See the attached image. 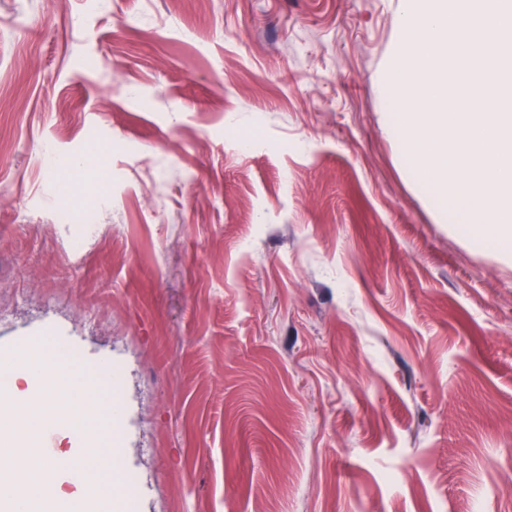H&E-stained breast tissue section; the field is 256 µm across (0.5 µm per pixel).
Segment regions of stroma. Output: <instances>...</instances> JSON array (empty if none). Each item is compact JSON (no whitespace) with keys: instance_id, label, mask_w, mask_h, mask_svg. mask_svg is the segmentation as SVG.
I'll use <instances>...</instances> for the list:
<instances>
[{"instance_id":"stroma-1","label":"stroma","mask_w":512,"mask_h":512,"mask_svg":"<svg viewBox=\"0 0 512 512\" xmlns=\"http://www.w3.org/2000/svg\"><path fill=\"white\" fill-rule=\"evenodd\" d=\"M401 0H0V353L122 357L120 512H512V257L437 217Z\"/></svg>"}]
</instances>
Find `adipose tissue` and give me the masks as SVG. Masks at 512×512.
<instances>
[{"label":"adipose tissue","instance_id":"adipose-tissue-1","mask_svg":"<svg viewBox=\"0 0 512 512\" xmlns=\"http://www.w3.org/2000/svg\"><path fill=\"white\" fill-rule=\"evenodd\" d=\"M11 372L0 398V446L28 453L27 472L0 464V512H113L118 457L112 421L122 401L109 366L90 367L52 339L31 342L22 354L0 357ZM55 431L57 449L44 456L43 435Z\"/></svg>","mask_w":512,"mask_h":512}]
</instances>
